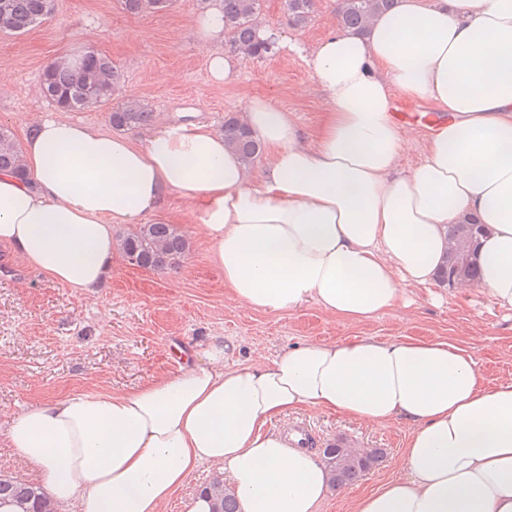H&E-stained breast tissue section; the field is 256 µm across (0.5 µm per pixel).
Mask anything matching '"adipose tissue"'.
I'll use <instances>...</instances> for the list:
<instances>
[{"label":"adipose tissue","instance_id":"1","mask_svg":"<svg viewBox=\"0 0 512 512\" xmlns=\"http://www.w3.org/2000/svg\"><path fill=\"white\" fill-rule=\"evenodd\" d=\"M192 26L212 79L231 82L221 7ZM258 37L306 53L327 102L314 134L250 97L242 120L265 149L252 171L203 124L138 140L43 119L25 141L27 181L0 172V244L89 290L109 273L115 226L165 213L175 195L230 302L282 312L313 301L365 322L408 305L407 286L435 283L447 225L474 218L487 227L479 290L512 311V0H394L365 33L337 29L310 48L275 27ZM400 95L442 114L406 172ZM300 408L408 430L404 476L351 512H512V381L484 386L469 352L441 336L304 343L230 369L214 341L174 375L24 409L7 438L64 510L163 512L208 464L240 512H317L327 469L273 428Z\"/></svg>","mask_w":512,"mask_h":512}]
</instances>
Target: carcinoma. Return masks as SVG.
I'll return each instance as SVG.
<instances>
[{"label":"carcinoma","mask_w":512,"mask_h":512,"mask_svg":"<svg viewBox=\"0 0 512 512\" xmlns=\"http://www.w3.org/2000/svg\"><path fill=\"white\" fill-rule=\"evenodd\" d=\"M394 0H343L337 13L338 24L363 31L379 13L388 10ZM174 0H122L130 13L166 10ZM225 29L230 34L231 48L245 56L260 57L267 49L257 36V18L261 0H221ZM314 0H288L285 16L288 25L299 27L308 23ZM50 10V0H0V32L20 34L39 24ZM121 73L109 57L92 51L78 58H60L49 64L43 75V93L61 108L71 112L106 107L118 94ZM155 118L147 105L127 99L112 108L109 121L112 128L129 131L146 127ZM224 143L237 153L241 161L252 164L262 153V145L237 118L224 120ZM0 171L25 177L23 153L13 134L0 126ZM120 247L128 261L138 267L164 271L174 267L185 253L187 238L172 224H142L121 239ZM438 279L448 286L478 284L477 263L466 271V281L456 274L450 258H445ZM380 452L351 455L347 450L329 459L327 469L335 486L356 481L379 460ZM201 493L214 499L212 512H238L234 496L224 489V481L215 480ZM0 501L9 502L17 512H58L47 496L36 491L26 481L0 475Z\"/></svg>","instance_id":"1"}]
</instances>
